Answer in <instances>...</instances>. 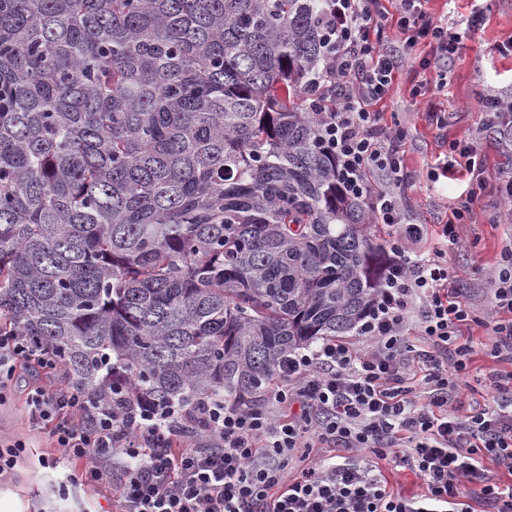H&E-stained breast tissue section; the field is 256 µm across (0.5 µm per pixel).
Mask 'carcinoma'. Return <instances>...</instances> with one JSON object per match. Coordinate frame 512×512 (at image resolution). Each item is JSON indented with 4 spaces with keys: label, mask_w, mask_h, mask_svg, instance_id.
<instances>
[{
    "label": "carcinoma",
    "mask_w": 512,
    "mask_h": 512,
    "mask_svg": "<svg viewBox=\"0 0 512 512\" xmlns=\"http://www.w3.org/2000/svg\"><path fill=\"white\" fill-rule=\"evenodd\" d=\"M325 0H0V334L78 393L253 402L387 245L316 114Z\"/></svg>",
    "instance_id": "cac0c4a2"
}]
</instances>
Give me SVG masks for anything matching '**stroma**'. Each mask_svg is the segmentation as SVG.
Segmentation results:
<instances>
[{"mask_svg": "<svg viewBox=\"0 0 512 512\" xmlns=\"http://www.w3.org/2000/svg\"><path fill=\"white\" fill-rule=\"evenodd\" d=\"M512 35V0H489L486 20L480 31L465 35L463 44L448 66V100L443 108L447 125L432 126L425 98H412L414 85L423 80L420 60L430 48L418 42L411 50L413 62L396 75L394 91L380 104L384 120L405 128L401 143L411 182L406 196V216L415 224H437L445 218L447 206L469 187L468 178L433 179L431 168L448 154L451 143L472 141L477 146L476 162L488 181L481 192L483 210L477 223L467 225L449 253L451 263L464 272L465 294L475 306L485 300V276L492 270L512 233L497 219V193L494 178L512 169V153L499 144V131L484 126L481 93L493 86L512 98V56L500 54L496 43ZM23 439L29 444L11 480L0 484V512H119L118 493L108 486L83 483L70 488L66 498L53 494L57 478L69 471L47 434L31 423L26 414L21 387L0 402V440ZM57 458L56 470L42 468L39 456Z\"/></svg>", "mask_w": 512, "mask_h": 512, "instance_id": "1", "label": "stroma"}]
</instances>
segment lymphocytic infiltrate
I'll return each mask as SVG.
<instances>
[{
    "label": "lymphocytic infiltrate",
    "mask_w": 512,
    "mask_h": 512,
    "mask_svg": "<svg viewBox=\"0 0 512 512\" xmlns=\"http://www.w3.org/2000/svg\"><path fill=\"white\" fill-rule=\"evenodd\" d=\"M330 2L324 81L336 100L319 123L340 183L363 196L374 223L391 232L378 304L360 326V345L328 342L289 355L280 384L256 407L207 402L190 409L136 399L119 413L61 384H29V420L74 473L116 486L121 512H473L476 499L487 512H512V485L486 467L491 461L512 473V385L490 374L484 400L463 403L470 349L460 341L477 324L487 331L490 356L512 358V242L488 281L486 310L476 313L448 261L449 246L474 220L470 202L453 206L436 231L408 223L403 134L374 110L409 62L407 46L420 39L433 46L437 77L422 80L413 95L447 91L461 32L435 22L426 0H399L394 26L404 45L386 47L380 0ZM411 336L425 350L412 353ZM30 367L59 369L25 337L0 336V390ZM194 421L202 429L189 431ZM300 448H341L370 461L321 459L287 476L285 465ZM383 460L411 471L423 492L390 491Z\"/></svg>",
    "instance_id": "obj_1"
}]
</instances>
